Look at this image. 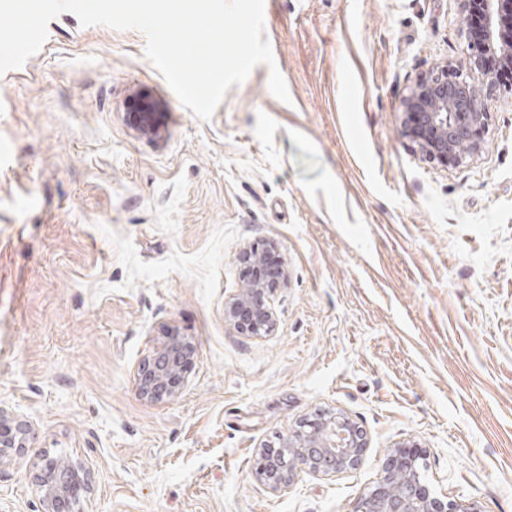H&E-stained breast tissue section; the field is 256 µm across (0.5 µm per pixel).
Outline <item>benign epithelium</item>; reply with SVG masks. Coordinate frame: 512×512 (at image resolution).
<instances>
[{"instance_id":"7a95c632","label":"benign epithelium","mask_w":512,"mask_h":512,"mask_svg":"<svg viewBox=\"0 0 512 512\" xmlns=\"http://www.w3.org/2000/svg\"><path fill=\"white\" fill-rule=\"evenodd\" d=\"M460 27L479 24L482 41H467L466 54L419 73L397 108L399 134L443 170L463 166L483 150L489 132L491 104L512 94L485 63L499 53L500 64L512 70V0H456ZM280 269L238 289L224 309L225 321L247 336L269 335L278 316L272 299L273 282L286 283ZM166 339L141 360L135 372L138 396L145 401L177 397L196 353L191 337L165 329ZM29 422L0 407V472L11 453L26 447ZM366 432L344 414L303 422L281 442L277 453L261 455L255 474L273 493L290 487L302 473H341L358 467L368 450ZM417 444L399 442L387 454L376 485L361 493L352 512H483L476 500H452L431 495L421 475ZM41 512H79L90 490L91 473L56 458L43 459L34 475Z\"/></svg>"}]
</instances>
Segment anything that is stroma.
<instances>
[{
    "instance_id": "1",
    "label": "stroma",
    "mask_w": 512,
    "mask_h": 512,
    "mask_svg": "<svg viewBox=\"0 0 512 512\" xmlns=\"http://www.w3.org/2000/svg\"><path fill=\"white\" fill-rule=\"evenodd\" d=\"M265 36L291 104L261 64L207 121L143 32L69 12L0 76V407L30 424L0 512H40L46 455L91 471L82 512H351L403 440L431 493L512 512V100L442 170L396 109L463 56L455 0H265ZM268 240L278 327L244 336L224 306ZM165 328L197 352L150 403L134 370ZM336 413L367 434L359 467L255 477Z\"/></svg>"
}]
</instances>
